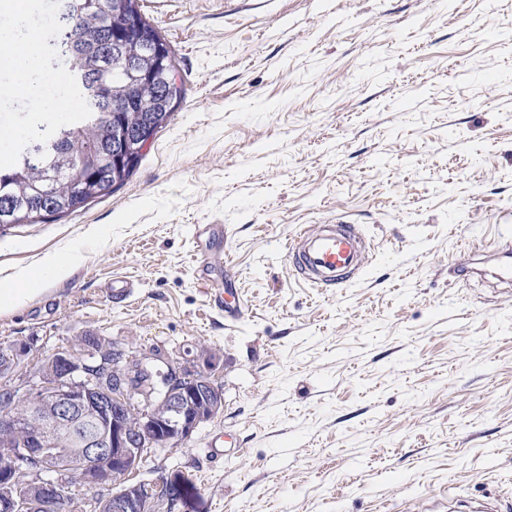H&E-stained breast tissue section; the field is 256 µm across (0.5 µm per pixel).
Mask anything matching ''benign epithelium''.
Returning a JSON list of instances; mask_svg holds the SVG:
<instances>
[{
    "instance_id": "7a95c632",
    "label": "benign epithelium",
    "mask_w": 512,
    "mask_h": 512,
    "mask_svg": "<svg viewBox=\"0 0 512 512\" xmlns=\"http://www.w3.org/2000/svg\"><path fill=\"white\" fill-rule=\"evenodd\" d=\"M149 141L142 129L125 130L110 162L121 167L130 152ZM53 359L57 374L40 370L36 388L13 387L10 398L0 402V486L6 491L0 512L34 510L35 504L20 495L22 468L52 469L48 449L69 437L82 448L79 478L90 486L112 485V512H139L144 493L178 512L181 479L163 477L142 487L129 483V476L147 449L177 445L219 414L224 394L206 373L211 359L191 371L159 351L137 358L115 344L101 345L95 363L72 350L59 351ZM37 416L44 424L31 437L40 447H15L3 439V432L20 431ZM36 486L48 503L64 495L57 479Z\"/></svg>"
}]
</instances>
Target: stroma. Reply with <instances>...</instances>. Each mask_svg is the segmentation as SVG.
<instances>
[{
  "label": "stroma",
  "mask_w": 512,
  "mask_h": 512,
  "mask_svg": "<svg viewBox=\"0 0 512 512\" xmlns=\"http://www.w3.org/2000/svg\"><path fill=\"white\" fill-rule=\"evenodd\" d=\"M140 3L185 95L111 195L0 233V278L68 269L0 312L8 383L87 333L211 355L223 411L130 476L193 512H512V0ZM339 217L364 275L298 280Z\"/></svg>",
  "instance_id": "obj_1"
}]
</instances>
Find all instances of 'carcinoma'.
<instances>
[{
  "label": "carcinoma",
  "mask_w": 512,
  "mask_h": 512,
  "mask_svg": "<svg viewBox=\"0 0 512 512\" xmlns=\"http://www.w3.org/2000/svg\"><path fill=\"white\" fill-rule=\"evenodd\" d=\"M56 15L55 46L62 60L67 80L84 100L81 117L67 123L42 119L33 124L23 144L6 165H0V196L10 206H0V232L18 224L44 223L75 212L74 197L81 194L83 203L112 194V184L123 185L132 170L119 175L105 165V152L112 146L118 131L135 123L151 120L152 134H157L169 120L174 100L183 97V88L171 85L169 72L155 68L150 48L130 41L126 49L112 52L109 34L102 25L104 14H117L122 23L140 25L156 32L141 12L138 0H60ZM108 74L107 92L121 105L116 111L102 109L96 82ZM153 74V84L169 88L171 102L144 89L139 82ZM51 184L57 209L47 215L40 210V194ZM53 462L71 471L79 469L81 449L76 444H63L53 453ZM111 512L107 500L84 502L68 498L57 503V509L46 512Z\"/></svg>",
  "instance_id": "obj_1"
}]
</instances>
